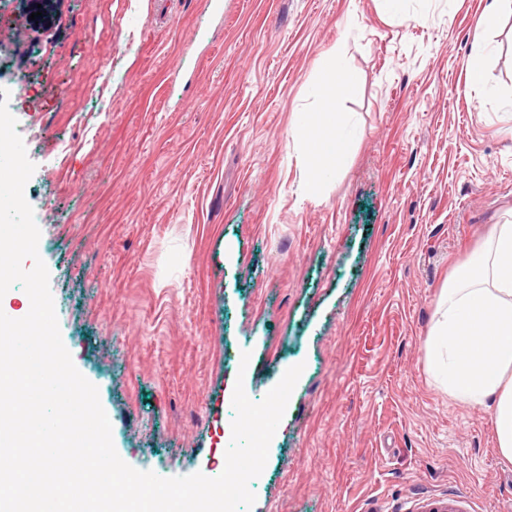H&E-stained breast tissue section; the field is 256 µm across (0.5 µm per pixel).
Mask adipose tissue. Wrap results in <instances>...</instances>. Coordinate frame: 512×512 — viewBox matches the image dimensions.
<instances>
[{"label":"adipose tissue","mask_w":512,"mask_h":512,"mask_svg":"<svg viewBox=\"0 0 512 512\" xmlns=\"http://www.w3.org/2000/svg\"><path fill=\"white\" fill-rule=\"evenodd\" d=\"M346 70L330 68L317 112L295 139L306 163L305 185L318 193L325 171L337 168L351 143L342 134L336 96L349 88ZM487 247L458 268L444 289L425 340L427 370L458 401L492 405L501 455L512 460V224H493Z\"/></svg>","instance_id":"ef3b65f1"}]
</instances>
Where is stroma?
<instances>
[{
    "mask_svg": "<svg viewBox=\"0 0 512 512\" xmlns=\"http://www.w3.org/2000/svg\"><path fill=\"white\" fill-rule=\"evenodd\" d=\"M489 3L0 8L61 338L127 464L220 475L216 391L258 402L300 364L251 512H512L491 408L424 361L442 288L512 222V13ZM332 61L352 149L309 198L293 133Z\"/></svg>",
    "mask_w": 512,
    "mask_h": 512,
    "instance_id": "1",
    "label": "stroma"
}]
</instances>
